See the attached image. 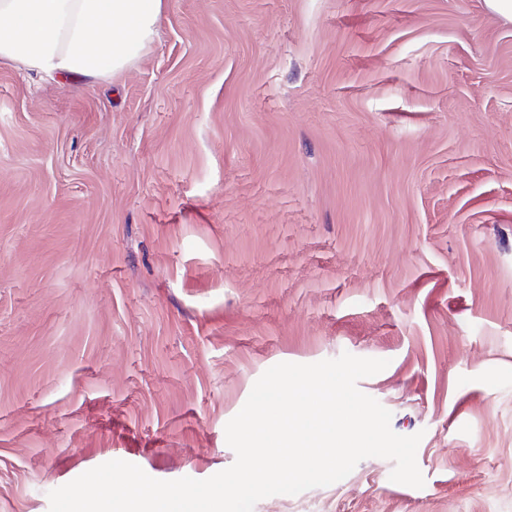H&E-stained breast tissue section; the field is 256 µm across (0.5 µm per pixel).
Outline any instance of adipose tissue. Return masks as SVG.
<instances>
[{"label": "adipose tissue", "mask_w": 512, "mask_h": 512, "mask_svg": "<svg viewBox=\"0 0 512 512\" xmlns=\"http://www.w3.org/2000/svg\"><path fill=\"white\" fill-rule=\"evenodd\" d=\"M163 0H0V62L109 79L154 41Z\"/></svg>", "instance_id": "obj_1"}]
</instances>
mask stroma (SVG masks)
I'll use <instances>...</instances> for the list:
<instances>
[{
    "label": "stroma",
    "mask_w": 512,
    "mask_h": 512,
    "mask_svg": "<svg viewBox=\"0 0 512 512\" xmlns=\"http://www.w3.org/2000/svg\"><path fill=\"white\" fill-rule=\"evenodd\" d=\"M421 434L254 512H512V24L484 0H164L111 79L0 64V512L235 459L281 363Z\"/></svg>",
    "instance_id": "stroma-1"
}]
</instances>
